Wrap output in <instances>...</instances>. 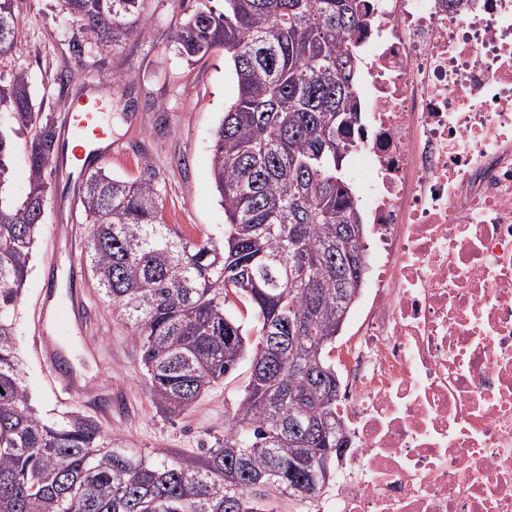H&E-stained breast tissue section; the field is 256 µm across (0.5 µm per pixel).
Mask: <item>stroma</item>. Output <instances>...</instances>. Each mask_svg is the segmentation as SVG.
<instances>
[{
    "label": "stroma",
    "mask_w": 512,
    "mask_h": 512,
    "mask_svg": "<svg viewBox=\"0 0 512 512\" xmlns=\"http://www.w3.org/2000/svg\"><path fill=\"white\" fill-rule=\"evenodd\" d=\"M201 0H149L151 19L141 34L119 46L78 36L60 0H17L20 48L0 62V72H26L42 110L62 122L70 103L91 91L100 99L104 118L124 147L122 156L103 161V168L137 177L151 161L159 182L166 223L184 235L224 239V209L211 175L215 133L234 82L215 51L187 64L172 48L180 19ZM81 48H74V37ZM50 200L34 250L33 269L24 285L16 322L15 343L25 381L45 414L80 411L132 451L164 450L193 456L202 440L224 430L243 394L247 365L204 394L180 415L165 413L153 400L141 363L137 338L111 303L94 287L85 261L89 227L83 220L82 186L55 169L49 178ZM85 291L87 324L83 331L50 325L71 364L88 361L89 376L103 390L98 407L59 394L50 385L44 364L32 353V310L46 290L56 304L69 291Z\"/></svg>",
    "instance_id": "35a3bbf8"
}]
</instances>
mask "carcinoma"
Returning <instances> with one entry per match:
<instances>
[{
  "instance_id": "carcinoma-1",
  "label": "carcinoma",
  "mask_w": 512,
  "mask_h": 512,
  "mask_svg": "<svg viewBox=\"0 0 512 512\" xmlns=\"http://www.w3.org/2000/svg\"><path fill=\"white\" fill-rule=\"evenodd\" d=\"M177 27L187 62L221 49L235 92L212 158L224 242L164 223L156 172L99 168L82 196L94 285L134 329L154 401L174 415L235 373L252 371L224 433L193 457L146 456L77 411L55 418L32 403L13 336L47 208L56 128L35 109L28 75L0 77V512H275L306 499L330 456L347 448L336 415V333L366 269L364 219L343 161L358 121L357 35L365 0H222ZM16 0H0V58L18 48ZM147 0H63L78 30L106 46L137 35ZM28 135L29 185L10 189L14 138ZM246 316L227 310L229 297ZM255 340H250V335ZM298 337L291 345L288 336Z\"/></svg>"
}]
</instances>
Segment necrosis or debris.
<instances>
[{"instance_id": "obj_1", "label": "necrosis or debris", "mask_w": 512, "mask_h": 512, "mask_svg": "<svg viewBox=\"0 0 512 512\" xmlns=\"http://www.w3.org/2000/svg\"><path fill=\"white\" fill-rule=\"evenodd\" d=\"M374 247L326 512H512V0H368Z\"/></svg>"}]
</instances>
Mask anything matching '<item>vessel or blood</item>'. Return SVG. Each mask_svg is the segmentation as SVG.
<instances>
[{
  "instance_id": "vessel-or-blood-1",
  "label": "vessel or blood",
  "mask_w": 512,
  "mask_h": 512,
  "mask_svg": "<svg viewBox=\"0 0 512 512\" xmlns=\"http://www.w3.org/2000/svg\"><path fill=\"white\" fill-rule=\"evenodd\" d=\"M67 133L72 144L71 151L61 152L62 163L70 166L73 175L83 177L90 160L119 154L121 146L113 141L106 125L98 101L91 97L79 99L71 106L66 117ZM83 306L81 294H73L71 304L65 308L49 309L47 303H40L35 315L36 325H43L45 320H53L58 325L66 326L79 321ZM32 350L50 369V381L66 393H80L86 396L97 393L100 385L95 381H81L71 376H62L54 372L53 365L58 355L50 337L35 333L32 338Z\"/></svg>"
}]
</instances>
